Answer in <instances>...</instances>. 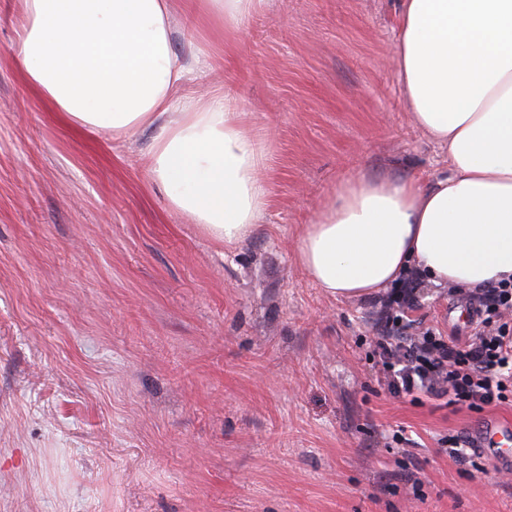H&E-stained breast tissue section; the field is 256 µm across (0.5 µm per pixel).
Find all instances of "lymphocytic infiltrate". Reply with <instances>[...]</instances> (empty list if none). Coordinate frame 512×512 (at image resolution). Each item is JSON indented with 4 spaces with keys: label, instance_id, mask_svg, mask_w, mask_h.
Listing matches in <instances>:
<instances>
[{
    "label": "lymphocytic infiltrate",
    "instance_id": "f902f5d3",
    "mask_svg": "<svg viewBox=\"0 0 512 512\" xmlns=\"http://www.w3.org/2000/svg\"><path fill=\"white\" fill-rule=\"evenodd\" d=\"M417 271L402 276L377 313L374 354L395 395L423 394L446 407L480 411L512 399V284L468 291L474 329L459 341L433 329L415 332L407 313L419 304Z\"/></svg>",
    "mask_w": 512,
    "mask_h": 512
}]
</instances>
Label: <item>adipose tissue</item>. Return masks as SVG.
<instances>
[{
  "mask_svg": "<svg viewBox=\"0 0 512 512\" xmlns=\"http://www.w3.org/2000/svg\"><path fill=\"white\" fill-rule=\"evenodd\" d=\"M13 53L60 120L122 138L150 128L149 173L170 207L227 244L257 224L265 152L227 92L187 89L209 54L172 48L173 0H20ZM411 119L449 174L344 181L307 224L297 260L333 297L417 270L445 287L512 282V0H401L393 47Z\"/></svg>",
  "mask_w": 512,
  "mask_h": 512,
  "instance_id": "1",
  "label": "adipose tissue"
}]
</instances>
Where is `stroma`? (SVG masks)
<instances>
[{
    "label": "stroma",
    "instance_id": "stroma-1",
    "mask_svg": "<svg viewBox=\"0 0 512 512\" xmlns=\"http://www.w3.org/2000/svg\"><path fill=\"white\" fill-rule=\"evenodd\" d=\"M198 4L171 17L175 51L212 53L190 88L236 95L266 149V209L231 245L152 182L151 130L58 122L0 0V512H512L499 464L439 451L512 405L389 394L379 296L330 297L297 261L347 178L448 172L401 94L399 0H269L234 30ZM463 302L426 283L413 316L463 339Z\"/></svg>",
    "mask_w": 512,
    "mask_h": 512
}]
</instances>
